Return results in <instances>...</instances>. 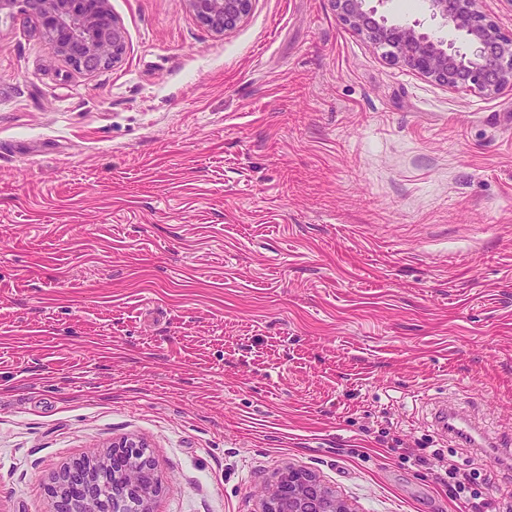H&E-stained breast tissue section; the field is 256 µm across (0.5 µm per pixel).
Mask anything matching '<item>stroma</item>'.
<instances>
[{
    "instance_id": "obj_1",
    "label": "stroma",
    "mask_w": 512,
    "mask_h": 512,
    "mask_svg": "<svg viewBox=\"0 0 512 512\" xmlns=\"http://www.w3.org/2000/svg\"><path fill=\"white\" fill-rule=\"evenodd\" d=\"M121 60L53 56L0 14V512L141 439L154 512H258L314 473L353 512H504L512 471L444 434H512V91L387 59L333 0H109ZM393 24L466 50L427 0ZM197 19L217 33L235 27L249 12L252 0H187ZM439 425L448 433L466 440L473 448H501V444L475 426L470 417L459 410H444L437 415ZM446 486L456 498H465L477 500L478 495L472 487L471 476L462 472L454 463L448 461V467L445 469L444 476L439 474L437 477Z\"/></svg>"
}]
</instances>
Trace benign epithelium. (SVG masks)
<instances>
[{
  "instance_id": "1",
  "label": "benign epithelium",
  "mask_w": 512,
  "mask_h": 512,
  "mask_svg": "<svg viewBox=\"0 0 512 512\" xmlns=\"http://www.w3.org/2000/svg\"><path fill=\"white\" fill-rule=\"evenodd\" d=\"M197 19L223 33L249 12L252 0H187ZM481 0H428L434 18L464 34L470 52L431 38L416 25L392 26L367 0H334L349 29L386 49L422 76L451 90L494 96L512 90V35L480 11ZM8 10L33 17L53 53L87 71L118 62L126 33L109 0H0ZM161 480L146 445L137 438L112 442L104 454L65 467L51 487L53 512H153ZM259 512H352L312 473L280 472L260 499Z\"/></svg>"
}]
</instances>
